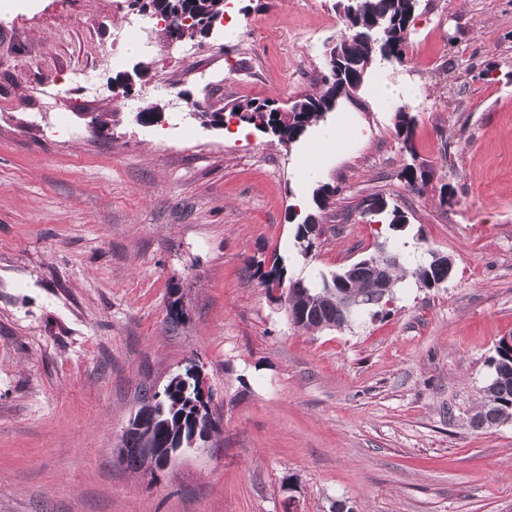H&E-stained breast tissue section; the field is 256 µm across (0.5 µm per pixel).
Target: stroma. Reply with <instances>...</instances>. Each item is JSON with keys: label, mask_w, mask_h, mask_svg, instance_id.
<instances>
[{"label": "stroma", "mask_w": 512, "mask_h": 512, "mask_svg": "<svg viewBox=\"0 0 512 512\" xmlns=\"http://www.w3.org/2000/svg\"><path fill=\"white\" fill-rule=\"evenodd\" d=\"M334 3L224 0L192 55L151 16L149 49L116 40L130 0L0 13V512H512V422L469 423L512 336V0H421L404 62L327 114L360 135L324 150L337 193L309 257L290 218L312 201L303 144L188 116L186 92H312L341 36ZM137 68L133 97L116 96ZM150 103L156 121L138 124ZM412 161L433 172L418 192L400 176ZM375 194L404 230L362 212ZM386 240L449 255L452 278L405 277L388 313L306 331L255 274L279 258L313 282ZM191 364L212 444L153 477L128 468L113 447L141 393Z\"/></svg>", "instance_id": "35a3bbf8"}]
</instances>
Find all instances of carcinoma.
<instances>
[{"mask_svg": "<svg viewBox=\"0 0 512 512\" xmlns=\"http://www.w3.org/2000/svg\"><path fill=\"white\" fill-rule=\"evenodd\" d=\"M139 10L170 19L178 27L181 40L202 36L204 23L219 27L224 20V0H133ZM419 0H336V10L344 25L337 49L339 58L347 63L383 60V49H388L400 61L405 55L410 28L415 20ZM367 74L345 71L338 73L326 67L320 78L321 86L313 93L295 97L292 111H279L280 103L273 98L241 99L230 103H206L205 111L191 115L194 120L212 124L225 116H236L253 126H267L278 143L291 147L312 126L334 111L344 99L352 98L363 86ZM414 117L405 108L396 113V133L404 143L411 141ZM429 168L413 163L404 165L400 177L415 191L421 190L431 179ZM315 209L296 224L295 240L302 257L309 256L315 247L319 229L317 217L327 204L314 201ZM435 251H428V258L415 264L411 275L421 284L426 281L439 283L445 279L444 268L434 261ZM404 272L403 255L394 243L382 242L376 251L354 265L339 272L321 275L313 285L301 279L286 278V270L277 264L268 273L259 276L260 285L271 291L276 284L283 288L288 318L307 331L344 327L359 321V316L371 309L380 315L394 299V287ZM388 286L386 295L357 312L347 311V297L365 300L374 293L376 280ZM491 382L483 388L477 410L470 417L476 428L492 427L512 422V344L501 339L496 355L490 359ZM191 368L173 376L160 391L146 390L140 398V409L148 414L145 428L128 433L124 457L127 466L139 468V449L165 448L187 437L194 428L217 431V425L193 418L194 402L198 401L195 381L189 380Z\"/></svg>", "mask_w": 512, "mask_h": 512, "instance_id": "carcinoma-1", "label": "carcinoma"}]
</instances>
